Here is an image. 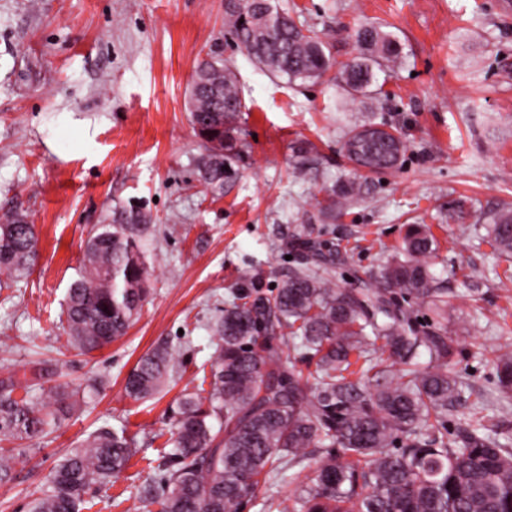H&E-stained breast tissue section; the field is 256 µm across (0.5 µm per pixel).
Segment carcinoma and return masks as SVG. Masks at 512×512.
<instances>
[{
	"label": "carcinoma",
	"instance_id": "carcinoma-1",
	"mask_svg": "<svg viewBox=\"0 0 512 512\" xmlns=\"http://www.w3.org/2000/svg\"><path fill=\"white\" fill-rule=\"evenodd\" d=\"M224 26L238 49L275 77L315 80L333 66L327 42L296 22L278 0H235ZM364 53L343 66L341 87L356 100L377 84L375 70L394 65L393 34L363 26L354 34ZM189 120L204 152L199 182L219 195L238 175L239 114L247 109L235 72L214 57L200 61L189 92ZM350 128L343 150L348 174L322 188L326 219L343 216L364 194L362 172L400 167L406 143L385 125L377 137ZM152 216L138 204L116 206L112 221L91 228L77 277L65 298L71 343L90 354L123 336L149 294L153 269L144 239ZM482 240L512 258V210L486 218ZM34 225L25 215L0 216V275L31 270ZM295 266L271 295L241 292L210 325L208 387L184 392L171 407L172 450L141 492L160 512H242L305 449H327L304 474L282 512H512V448L486 423L485 405L455 371L462 325L421 327L414 305L439 310L447 301L432 286L437 242L425 224H408L396 252L357 287L342 288L347 252L308 227L290 241ZM294 347L315 363L309 376L285 355ZM499 394L512 397V350L492 352ZM178 365L160 343L127 376L125 394L144 401L159 393ZM24 390L16 398L14 391ZM96 384L47 386L40 378L0 383V484L12 465L30 461L34 441L54 431L57 413L74 409ZM463 412L452 430L448 416ZM136 445L126 427L90 433L51 472L28 512H80L92 485L112 481Z\"/></svg>",
	"mask_w": 512,
	"mask_h": 512
}]
</instances>
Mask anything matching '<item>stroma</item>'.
Here are the masks:
<instances>
[{
	"instance_id": "obj_1",
	"label": "stroma",
	"mask_w": 512,
	"mask_h": 512,
	"mask_svg": "<svg viewBox=\"0 0 512 512\" xmlns=\"http://www.w3.org/2000/svg\"><path fill=\"white\" fill-rule=\"evenodd\" d=\"M293 16L331 43L335 65L360 53L354 32L374 25L401 46L397 67L378 72L381 96L348 99L333 74L290 83L260 69L224 32V0H0V215L35 228L30 272L0 290V380L40 373L51 385L98 380L91 399L61 416L31 461L0 484V512H25L55 465L103 424L127 426L136 452L81 512H146L147 463L164 452L167 409L198 385L213 352L209 325L250 280L262 292L293 266L289 242L307 224L349 253L347 270L377 269L380 245H398L406 224L430 225L432 260L448 305L419 306L423 324H464L456 368L500 415L491 352L512 345V260L482 242L479 214L512 207V0H286ZM231 63L247 109L245 152L222 196L203 192L202 151L187 112L197 62ZM400 128L401 166L368 175L370 187L338 221L318 213L322 187L348 172L346 127ZM142 204L145 242L159 260L150 293L126 334L84 354L68 344L63 315L88 230L115 206ZM462 211V224L440 209ZM166 342L182 366L164 392L135 403L125 382L139 358Z\"/></svg>"
}]
</instances>
